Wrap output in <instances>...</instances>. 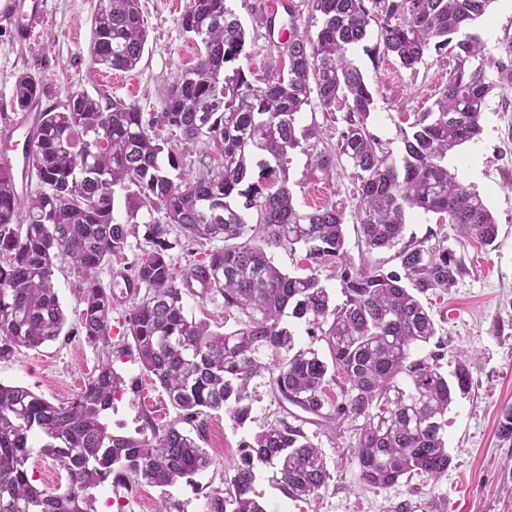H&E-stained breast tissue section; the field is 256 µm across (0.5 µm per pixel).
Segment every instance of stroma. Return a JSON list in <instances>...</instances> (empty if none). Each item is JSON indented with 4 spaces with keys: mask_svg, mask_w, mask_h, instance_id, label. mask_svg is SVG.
<instances>
[{
    "mask_svg": "<svg viewBox=\"0 0 512 512\" xmlns=\"http://www.w3.org/2000/svg\"><path fill=\"white\" fill-rule=\"evenodd\" d=\"M274 0H230L247 29L246 54L240 67L265 77L268 63L277 56V36L265 25ZM188 0H139L148 24L143 56L130 72H111L94 64L90 54V24L99 0H50L47 22L30 41L14 36V23L0 17V128L16 118V80L29 74L41 82L44 108L61 105L68 90L78 89L101 100L136 103L141 112L160 111L163 93L177 74L194 63L198 42L182 32L179 19ZM473 30L486 52L499 56L512 40V0H494L490 11ZM377 33L365 47L354 50L356 63L369 81L375 99L368 127L393 160H400L404 145L401 130L406 119L432 105L448 81V70L436 55H428L415 69L402 68L391 56L375 53ZM303 129L317 128L308 149L288 155V186L301 209L339 199H350L353 185L346 165H334L329 177L311 180L317 153L334 152L336 125L327 121L318 105L299 116ZM481 131L471 142L448 155V166L460 181L484 197L498 225L490 248L464 238L451 224L437 223L435 215L409 211L403 244L428 236L446 238L458 262L455 283L447 292L429 297L428 307L438 333L416 347L413 358L440 356L441 371L451 374L459 355L472 363L473 387L457 397L448 410L446 437L453 463L439 481L414 486L406 482L371 489L359 484L353 455L352 422H324L319 417L278 400L269 373L254 376L249 384L252 411L244 425L221 412L204 417L201 448L213 466L192 482L161 488L146 483L132 490L99 486L94 491L95 512H155L168 499L171 512H210L209 495L223 487L234 473L243 441L270 425L287 423L301 428L320 448L330 478L317 500L286 497L272 481L271 470L261 471L254 491L267 512H392L402 501L436 500L443 512H507L512 507V438L500 433L505 408L512 407V85L494 89L486 101ZM276 264L286 273L303 276L317 270L333 303H342L339 266L323 259L311 264L303 249H277ZM101 350L80 336H62L37 349H20L0 361V383L23 386L43 399L69 401L94 373ZM125 389L106 418L109 429L136 434L146 421L158 425L176 422L173 408L160 386L151 383L136 356L115 362Z\"/></svg>",
    "mask_w": 512,
    "mask_h": 512,
    "instance_id": "35a3bbf8",
    "label": "stroma"
}]
</instances>
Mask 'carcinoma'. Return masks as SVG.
I'll list each match as a JSON object with an SVG mask.
<instances>
[{"instance_id":"1","label":"carcinoma","mask_w":512,"mask_h":512,"mask_svg":"<svg viewBox=\"0 0 512 512\" xmlns=\"http://www.w3.org/2000/svg\"><path fill=\"white\" fill-rule=\"evenodd\" d=\"M494 2L312 0L321 17L316 37L291 28L282 42L288 55H279L287 70L257 85L235 65L247 40L240 17L226 0H189L180 25L202 48L165 91L162 111L146 116L134 103L103 104L70 90L60 108L38 113L32 168L41 189L19 192L13 171L0 166V360L61 335L67 317L53 285L59 260L69 263L78 282L81 308L73 333L101 347L102 359L80 392L58 405L26 387L0 383V512H94L92 490L109 480L125 489L141 481L164 488L190 482L213 465L199 432L161 428L150 419L135 436L109 430L105 417L125 386L114 359L132 350L188 424L210 411L245 423L249 381L263 371L280 399L322 418L332 368L341 379L334 420L357 423L359 484L388 488L448 472L444 417L455 396L471 390L470 364L457 361L448 377L437 356L413 360L411 351L436 336L422 296L452 287L454 253L443 238L401 248L399 272L366 261L356 266L345 251V201L299 209L286 170L289 151L317 134H297L298 116L315 98L331 121L343 112L336 160L350 169L353 216L365 252L396 247L412 209L493 245V215L480 194L448 169V152L475 139L491 92L512 84V41L496 59L484 54L477 36L456 38ZM373 23L379 33L374 50L405 69L431 51L444 64L453 61L432 106L414 113L401 130L399 163L368 129L373 93L348 56ZM146 39L138 0H100L92 20L94 64L129 72ZM489 68L497 73L494 81ZM220 84L224 96L216 104ZM41 92L35 77L20 75L17 107ZM164 130L169 137H162ZM199 142L206 146L201 172L174 181L167 169H180V153ZM258 154L264 156L260 181L249 184ZM118 189L125 192L122 220L114 214ZM144 208L162 218L145 225L150 248L128 267L146 289L127 316L134 347L114 350V293L98 270L124 258ZM172 229L193 245L222 241L224 247L178 276L168 255ZM298 246L313 262L331 257L341 263L342 303H332L315 273L291 276L276 266L273 250ZM196 282L205 293L221 295L224 310L239 314L237 329L221 332L187 317L184 290ZM287 317L320 330L331 361L298 346ZM36 455L55 461L67 484H36L30 474ZM263 466L273 469L274 481L292 499L315 497L330 479L322 452L300 428L270 426L243 443L234 475L210 495L211 512H266L253 496Z\"/></svg>"}]
</instances>
